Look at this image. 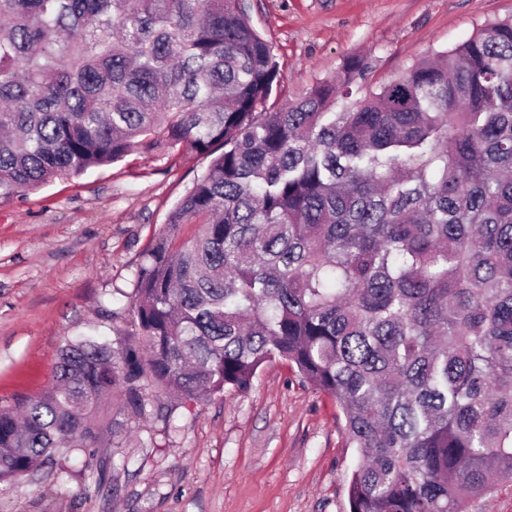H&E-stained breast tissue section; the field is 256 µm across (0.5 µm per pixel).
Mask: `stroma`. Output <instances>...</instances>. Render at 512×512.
Wrapping results in <instances>:
<instances>
[{
	"label": "stroma",
	"instance_id": "35a3bbf8",
	"mask_svg": "<svg viewBox=\"0 0 512 512\" xmlns=\"http://www.w3.org/2000/svg\"><path fill=\"white\" fill-rule=\"evenodd\" d=\"M284 79L276 104L366 59L370 84L447 49L512 0H247ZM210 163L186 145L140 150L0 205V409L40 396L64 346L132 335L135 272ZM151 414L102 406L93 456L71 452L0 484V512H348L357 452L333 399L282 361L252 389L182 404L148 390Z\"/></svg>",
	"mask_w": 512,
	"mask_h": 512
}]
</instances>
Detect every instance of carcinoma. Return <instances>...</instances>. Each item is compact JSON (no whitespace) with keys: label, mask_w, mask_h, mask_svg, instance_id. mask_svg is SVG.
Segmentation results:
<instances>
[{"label":"carcinoma","mask_w":512,"mask_h":512,"mask_svg":"<svg viewBox=\"0 0 512 512\" xmlns=\"http://www.w3.org/2000/svg\"><path fill=\"white\" fill-rule=\"evenodd\" d=\"M368 71L270 109L244 0H0V204L163 142L211 157L136 271L138 336L65 346L0 409V483L91 448L105 397L144 417L149 386L244 393L274 360L344 417L349 512L512 482V16Z\"/></svg>","instance_id":"1"}]
</instances>
